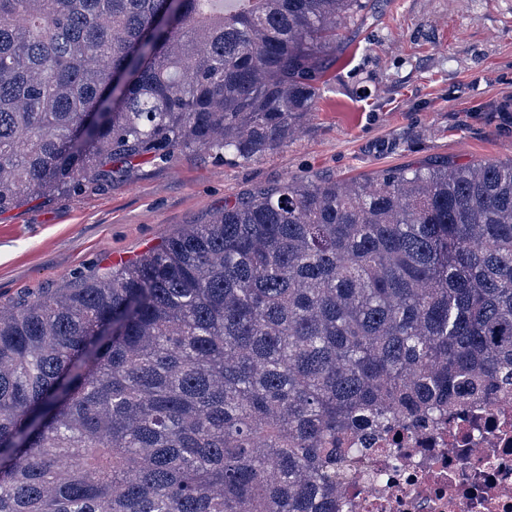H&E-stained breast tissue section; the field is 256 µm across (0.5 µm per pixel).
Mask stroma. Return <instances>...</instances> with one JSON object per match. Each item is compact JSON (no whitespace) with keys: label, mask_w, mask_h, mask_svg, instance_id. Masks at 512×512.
<instances>
[{"label":"stroma","mask_w":512,"mask_h":512,"mask_svg":"<svg viewBox=\"0 0 512 512\" xmlns=\"http://www.w3.org/2000/svg\"><path fill=\"white\" fill-rule=\"evenodd\" d=\"M319 88L303 136L261 158H144L1 213L0 302L79 287L294 177L512 159V0H365Z\"/></svg>","instance_id":"stroma-1"}]
</instances>
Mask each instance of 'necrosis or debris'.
I'll return each instance as SVG.
<instances>
[{
  "label": "necrosis or debris",
  "instance_id": "4bbe7bcc",
  "mask_svg": "<svg viewBox=\"0 0 512 512\" xmlns=\"http://www.w3.org/2000/svg\"><path fill=\"white\" fill-rule=\"evenodd\" d=\"M340 512H512V398L372 434Z\"/></svg>",
  "mask_w": 512,
  "mask_h": 512
}]
</instances>
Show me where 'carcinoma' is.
Segmentation results:
<instances>
[{
	"instance_id": "cac0c4a2",
	"label": "carcinoma",
	"mask_w": 512,
	"mask_h": 512,
	"mask_svg": "<svg viewBox=\"0 0 512 512\" xmlns=\"http://www.w3.org/2000/svg\"><path fill=\"white\" fill-rule=\"evenodd\" d=\"M0 0V212L288 143L361 0ZM512 390V160L302 179L0 306V512H337L366 428Z\"/></svg>"
}]
</instances>
